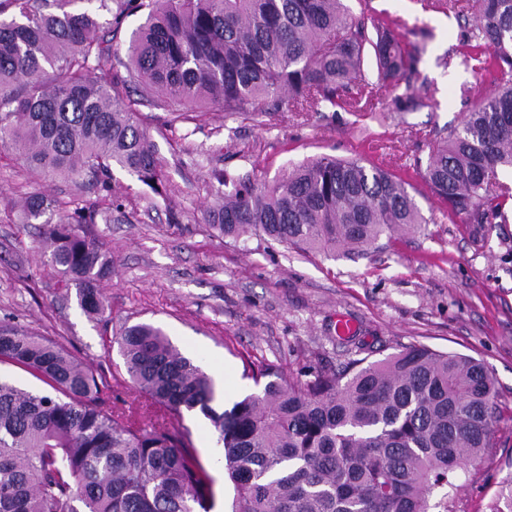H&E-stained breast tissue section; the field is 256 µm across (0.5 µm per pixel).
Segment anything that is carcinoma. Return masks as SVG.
<instances>
[{
  "label": "carcinoma",
  "mask_w": 512,
  "mask_h": 512,
  "mask_svg": "<svg viewBox=\"0 0 512 512\" xmlns=\"http://www.w3.org/2000/svg\"><path fill=\"white\" fill-rule=\"evenodd\" d=\"M0 0V146L21 151L35 176L81 179L96 195L22 198L18 219L43 225L50 262L77 289L88 318L108 321L97 283L105 243L76 232L110 221L112 168L167 194L140 107L173 119L203 104L254 118L319 106L375 110L362 79L412 93L417 49L389 24L367 25L344 0ZM469 26L462 63L493 92L441 137L423 168L432 192L464 224L505 219L512 189V0H436ZM144 15L125 58L113 54L125 19ZM110 18H104V15ZM217 201L202 222L225 238L263 235L330 257L372 253L384 236L417 232L425 217L407 183L357 159H309L270 183L214 174ZM154 420L104 398L103 377L54 342L0 325V363L50 393L0 377V512H214L210 478L170 422L208 419L218 463L234 486L230 512H448L458 471L489 447L495 380L473 358L407 346L363 365L284 378L247 374L258 391L217 411L214 379L163 329L143 321L114 339ZM0 370L2 375L9 377L14 380L18 385L28 389H37L43 391H51V389L45 384L41 383L29 373L24 370L15 367L13 365L2 363L0 364Z\"/></svg>",
  "instance_id": "1"
}]
</instances>
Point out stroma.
Masks as SVG:
<instances>
[{
	"label": "stroma",
	"instance_id": "stroma-1",
	"mask_svg": "<svg viewBox=\"0 0 512 512\" xmlns=\"http://www.w3.org/2000/svg\"><path fill=\"white\" fill-rule=\"evenodd\" d=\"M354 16L395 21L404 42L418 47L414 91L424 107L397 109L405 87L385 85L376 110L276 112L258 119L225 116L222 108L172 120L143 108L144 122L169 180L166 197L114 169L112 192L123 205L110 223L86 225L112 258L99 289L110 320H89L76 288H64L41 245L42 228L21 224L11 204L39 192L63 201L79 195L70 179L37 177L16 150L0 148V323L45 337L91 365L113 403H141L113 342L123 324L160 325L186 356L222 371L225 405L254 391L248 364H268L284 377L334 369L351 358L383 360L402 347L425 345L479 360L492 373L497 409L490 448L462 473L450 512H491L512 478V217L464 224L423 181L419 163L435 129L456 126L491 80L466 67L468 32L454 14L422 0H346ZM323 155L361 158L410 185L427 220L424 231L381 238L364 258L302 253L264 237L232 241L201 222L214 202L211 172L273 180ZM179 223H171L170 213ZM354 330L342 336L339 320ZM186 445L213 480L217 512H228L234 489L217 463V435L208 420L184 414Z\"/></svg>",
	"mask_w": 512,
	"mask_h": 512
}]
</instances>
